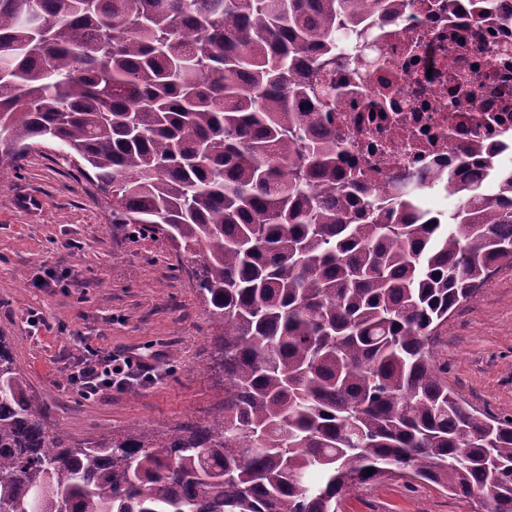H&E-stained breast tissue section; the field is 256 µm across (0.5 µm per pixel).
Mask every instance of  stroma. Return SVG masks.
Listing matches in <instances>:
<instances>
[{"instance_id": "obj_1", "label": "stroma", "mask_w": 512, "mask_h": 512, "mask_svg": "<svg viewBox=\"0 0 512 512\" xmlns=\"http://www.w3.org/2000/svg\"><path fill=\"white\" fill-rule=\"evenodd\" d=\"M93 180L57 151L31 152L0 179V336L49 419L77 442L138 424L163 434L200 422L224 399L212 330L186 257L161 237L111 226ZM46 326L32 331L30 313ZM158 355L157 379L84 399L68 386L66 354L80 338ZM433 356L474 409L512 416V268L458 306ZM477 499L389 475L360 485L342 512H478Z\"/></svg>"}]
</instances>
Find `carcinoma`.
Wrapping results in <instances>:
<instances>
[{
    "label": "carcinoma",
    "instance_id": "1",
    "mask_svg": "<svg viewBox=\"0 0 512 512\" xmlns=\"http://www.w3.org/2000/svg\"><path fill=\"white\" fill-rule=\"evenodd\" d=\"M381 1L406 2L0 0V175L52 140L112 224L203 255L224 374L205 422L74 442L0 336V512H338L388 473L512 512V418L458 398L431 352L512 267V170L434 213L428 186L340 171L300 111L330 104L346 21Z\"/></svg>",
    "mask_w": 512,
    "mask_h": 512
}]
</instances>
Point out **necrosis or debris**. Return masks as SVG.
Returning <instances> with one entry per match:
<instances>
[{"instance_id": "necrosis-or-debris-1", "label": "necrosis or debris", "mask_w": 512, "mask_h": 512, "mask_svg": "<svg viewBox=\"0 0 512 512\" xmlns=\"http://www.w3.org/2000/svg\"><path fill=\"white\" fill-rule=\"evenodd\" d=\"M357 28L332 76L336 104L320 114L340 169L392 192L512 160V113L490 103L497 88L512 99V0H411ZM475 144L482 157L466 159Z\"/></svg>"}]
</instances>
